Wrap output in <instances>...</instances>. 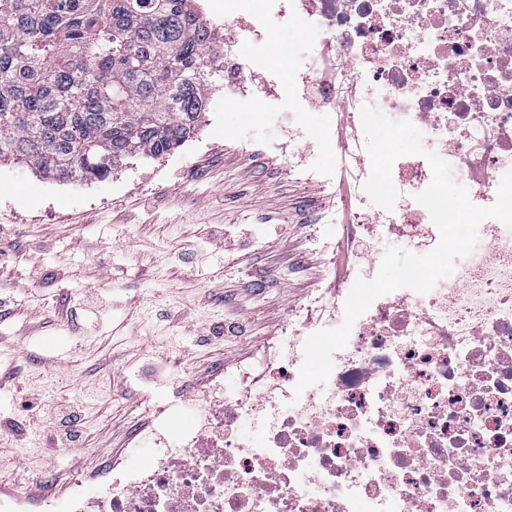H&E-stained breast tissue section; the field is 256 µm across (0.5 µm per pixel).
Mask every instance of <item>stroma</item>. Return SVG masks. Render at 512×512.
Here are the masks:
<instances>
[{
  "label": "stroma",
  "instance_id": "1",
  "mask_svg": "<svg viewBox=\"0 0 512 512\" xmlns=\"http://www.w3.org/2000/svg\"><path fill=\"white\" fill-rule=\"evenodd\" d=\"M314 33L294 22L275 28L257 51L271 69L286 68L282 48L309 51ZM265 72L246 77L248 95L225 102L224 77L214 74L204 117L183 145L157 159H131L102 180L62 182L12 160L0 161V371L59 373L66 396L100 392L85 411L86 442L47 461L39 431L0 439V491L39 498L37 482L66 496L83 480L87 505L109 493L99 464L139 449L149 464L162 442H174L204 409L241 386L237 361L278 335L289 308L317 288L344 284L354 249L332 252L345 224L308 222L330 213L336 192L354 186L331 152H316L322 176L288 175L283 127L306 121L281 99L265 96ZM221 225L236 234L199 271L180 254L197 228ZM42 267L30 277V250ZM153 264L142 269L140 256ZM95 295L111 312L96 319L84 304ZM189 310L194 331L163 321L165 310ZM240 330L213 338L211 324ZM180 363L177 373L153 365L155 350ZM178 415L165 434L157 409Z\"/></svg>",
  "mask_w": 512,
  "mask_h": 512
}]
</instances>
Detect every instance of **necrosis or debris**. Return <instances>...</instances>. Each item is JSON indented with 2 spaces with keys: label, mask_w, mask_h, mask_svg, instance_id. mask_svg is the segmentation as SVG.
Wrapping results in <instances>:
<instances>
[{
  "label": "necrosis or debris",
  "mask_w": 512,
  "mask_h": 512,
  "mask_svg": "<svg viewBox=\"0 0 512 512\" xmlns=\"http://www.w3.org/2000/svg\"><path fill=\"white\" fill-rule=\"evenodd\" d=\"M253 16L238 40L256 43L263 21L320 30V62L294 65L292 84L360 129L370 104L423 124L480 207L512 170V0H224V16ZM288 169L306 165L325 134L288 128ZM393 210L358 192L351 232L356 275L374 278L377 236L414 228L418 246L440 234L414 201L431 181L427 160L399 158ZM453 278L426 294L377 298L333 355L326 390L296 392L306 338L343 316L347 290L309 295L261 349L263 370L237 371L240 391L208 410L150 466L129 451L125 477L101 512H512V229L495 219ZM247 417L257 444L234 431Z\"/></svg>",
  "instance_id": "1"
}]
</instances>
